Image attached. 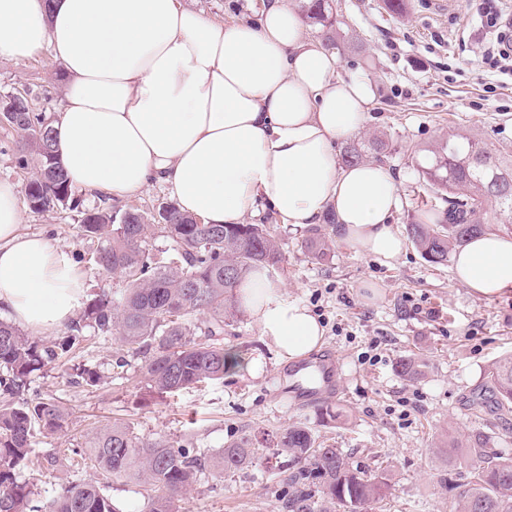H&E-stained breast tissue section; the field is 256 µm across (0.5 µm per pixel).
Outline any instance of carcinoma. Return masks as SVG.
Masks as SVG:
<instances>
[{
    "mask_svg": "<svg viewBox=\"0 0 512 512\" xmlns=\"http://www.w3.org/2000/svg\"><path fill=\"white\" fill-rule=\"evenodd\" d=\"M307 17L331 33L343 21L330 0H304ZM5 128L16 133L19 168L36 161L23 185L31 211L38 214L78 208L76 191L55 150L54 117L35 108L32 92L0 95ZM422 178L446 196L448 210L439 224H410L408 234L424 259L448 263L450 254L490 229V213H512V159L486 143L450 134L430 150ZM85 235L98 241L91 261L118 276L128 288L117 300L96 298L82 322L69 334L46 346L16 326L0 322V512H122L97 481L72 484L40 500L17 469L27 466L34 439L44 431L68 425L69 411L51 399L25 397L30 375L47 362L62 358L83 340V323L103 338L144 356L143 377L149 388L164 394L221 380L230 351L208 342L224 331V320L235 315L234 297L240 282L258 267L281 268L282 253L267 224H198L174 203L158 212L136 206L114 210L96 207L82 213ZM161 227L174 240L176 255L166 262L153 258L148 239ZM306 248L316 258L334 250L330 235L314 227ZM205 318L199 329L196 317ZM397 371L409 380L422 376L421 364L405 357ZM470 406L486 415V427L512 415V354L492 362L469 398ZM278 454L288 457L289 512H371L391 488V476L355 465L339 448L314 438L299 423L284 430ZM71 453L114 478H133L150 488L144 512H178L176 502L193 489L206 461L194 448L174 445L163 437L140 438L123 423H114L85 448ZM253 439L244 435L212 459L222 473L253 463ZM436 456L444 464L439 483L454 493L455 512H512V457L491 448L484 430L463 438H448Z\"/></svg>",
    "mask_w": 512,
    "mask_h": 512,
    "instance_id": "cac0c4a2",
    "label": "carcinoma"
}]
</instances>
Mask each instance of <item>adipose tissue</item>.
<instances>
[{"mask_svg": "<svg viewBox=\"0 0 512 512\" xmlns=\"http://www.w3.org/2000/svg\"><path fill=\"white\" fill-rule=\"evenodd\" d=\"M45 46L65 76L54 131L75 187L124 199L159 183L209 224L266 207L306 227L330 211L359 254L404 253L392 172L343 165L336 152L365 129L373 86L341 75L287 0L248 23L213 20L183 0H0V57L21 62ZM21 222L18 188L0 179V309L45 334L69 323L85 281L69 252L21 233ZM452 275L479 297L512 290V234L472 238L453 253ZM239 298L280 360L322 345L317 318L266 270L241 283Z\"/></svg>", "mask_w": 512, "mask_h": 512, "instance_id": "ef3b65f1", "label": "adipose tissue"}]
</instances>
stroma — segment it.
Instances as JSON below:
<instances>
[{
    "label": "stroma",
    "instance_id": "obj_1",
    "mask_svg": "<svg viewBox=\"0 0 512 512\" xmlns=\"http://www.w3.org/2000/svg\"><path fill=\"white\" fill-rule=\"evenodd\" d=\"M270 0H188L220 21L257 20ZM407 0L405 13H389L383 0H333L343 18L339 34L326 38L312 25L309 38L337 54L339 72H364L375 86L372 120L355 142L374 139L389 144L385 165L401 183L402 205L393 223L399 231L421 214L445 215L448 203L423 180L419 165L427 149L448 133L482 140L502 154H512V89L500 88L497 72L481 61L478 12L484 0ZM30 89L38 106L56 113L62 99L59 63L49 49L18 63L0 58V94ZM21 232L39 233L58 248L78 256L87 299L116 298L122 278L96 269L87 257L97 242L86 237L76 211L37 214L23 209ZM270 225L284 256L278 280L284 295L305 305H319L324 316V349L337 354L345 393L314 407L288 404L278 395L276 375L285 367L263 341L246 310L227 320L218 343L239 352V370L222 380L164 397L141 379L142 355L122 353L115 339L96 337L71 363L97 371L102 382L90 388L72 384L64 367L45 363L31 376L29 389L55 398L72 411L69 426L36 438V455L56 456L47 478L21 469L18 479L47 492L95 480L126 512H142L146 487L136 480H115L63 460L64 449L84 445L112 423L128 424L138 436H164L193 443L213 457L237 436L253 435L257 455L243 470L221 475L204 469L194 490L182 498L179 512H288L282 487L287 470L267 468L275 436L294 423L310 427L320 442L342 449L362 469H387L392 488L375 512H452L454 499L438 481L433 451L447 433L464 435L483 422L468 398L494 359L512 354V293L485 299L451 279L446 265L428 263L414 244L392 262L357 255L344 243L317 261L304 250L307 228L294 227L270 211L253 216ZM417 358L424 374L400 376L402 357Z\"/></svg>",
    "mask_w": 512,
    "mask_h": 512
}]
</instances>
